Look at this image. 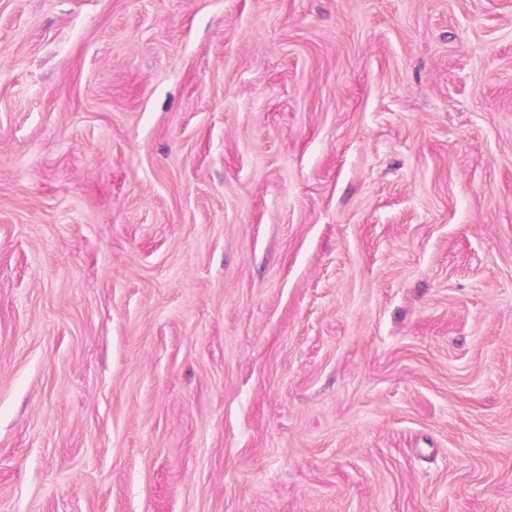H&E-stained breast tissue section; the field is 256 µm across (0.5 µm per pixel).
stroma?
<instances>
[{"instance_id":"stroma-1","label":"stroma","mask_w":512,"mask_h":512,"mask_svg":"<svg viewBox=\"0 0 512 512\" xmlns=\"http://www.w3.org/2000/svg\"><path fill=\"white\" fill-rule=\"evenodd\" d=\"M0 512H512V0H0Z\"/></svg>"}]
</instances>
